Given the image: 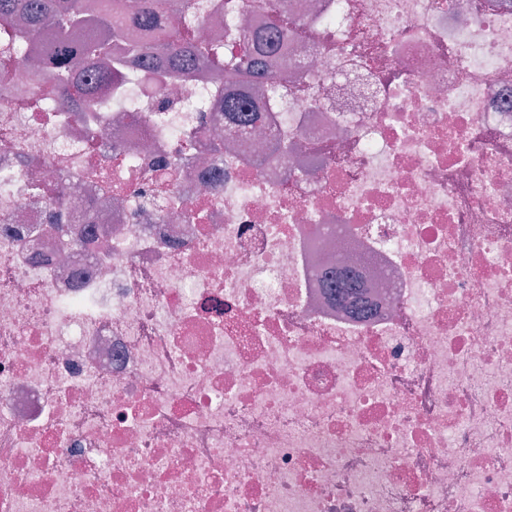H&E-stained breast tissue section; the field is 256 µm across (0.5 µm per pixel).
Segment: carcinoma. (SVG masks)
<instances>
[{"label": "carcinoma", "instance_id": "cac0c4a2", "mask_svg": "<svg viewBox=\"0 0 512 512\" xmlns=\"http://www.w3.org/2000/svg\"><path fill=\"white\" fill-rule=\"evenodd\" d=\"M176 0H0V58L20 56L30 68H42L56 76L57 90L64 99L82 94L83 111H93L98 103L82 93L77 79L94 66H105L116 75L134 63L156 66L177 73L195 66L206 56L217 67L249 73L256 66L255 55L278 41L276 30L266 37L250 36L256 48L241 58L224 59L212 42L204 47L184 38L162 23L163 14ZM223 7L219 0H196L182 14L191 25L195 13ZM149 32L148 41L131 38L128 27ZM224 111L235 114L242 125L260 122L258 110L234 97L224 98ZM337 292L356 293L361 287L349 273L339 271L329 280Z\"/></svg>", "mask_w": 512, "mask_h": 512}]
</instances>
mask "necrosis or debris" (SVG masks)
<instances>
[{"label": "necrosis or debris", "mask_w": 512, "mask_h": 512, "mask_svg": "<svg viewBox=\"0 0 512 512\" xmlns=\"http://www.w3.org/2000/svg\"><path fill=\"white\" fill-rule=\"evenodd\" d=\"M278 20L251 85L0 72V512H512V0L187 33ZM225 112H233L238 122L242 125H256L261 121L259 110L245 105L242 101L234 97L224 95Z\"/></svg>", "instance_id": "obj_1"}]
</instances>
